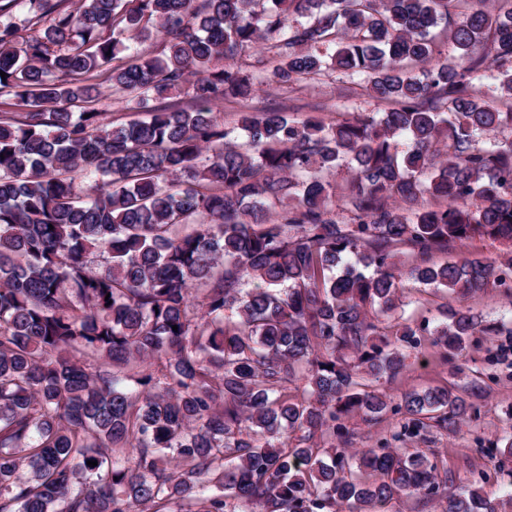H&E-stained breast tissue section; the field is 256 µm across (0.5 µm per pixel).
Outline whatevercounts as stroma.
<instances>
[{
    "mask_svg": "<svg viewBox=\"0 0 512 512\" xmlns=\"http://www.w3.org/2000/svg\"><path fill=\"white\" fill-rule=\"evenodd\" d=\"M255 82L257 92L253 98L215 105L226 129L237 128L241 113L258 112L271 104L279 105L293 117L313 111L328 123L379 109L375 100L362 95L357 84L337 72L288 85L272 83L267 74L260 72ZM448 300L446 292L407 283L395 319L410 323L424 317L438 318V306ZM467 305L483 324L496 326L497 332L481 337L478 344L459 353L463 373L451 375L441 358V348L433 337L425 336L420 346L411 351L406 371L380 380L379 388L397 401L406 392L449 381L462 385L468 382L470 372L481 373L485 394L479 421L463 423L453 435L436 430L423 432L406 439L401 448L406 453L435 455L440 470L451 472L456 485L480 488L484 496L499 502L512 497V486L500 477L491 457L492 448L512 435V292L489 288L469 298Z\"/></svg>",
    "mask_w": 512,
    "mask_h": 512,
    "instance_id": "stroma-1",
    "label": "stroma"
}]
</instances>
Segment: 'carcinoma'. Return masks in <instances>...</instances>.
<instances>
[{"label": "carcinoma", "instance_id": "carcinoma-1", "mask_svg": "<svg viewBox=\"0 0 512 512\" xmlns=\"http://www.w3.org/2000/svg\"><path fill=\"white\" fill-rule=\"evenodd\" d=\"M458 2L0 0V92L22 107L0 112V512H500L423 453L345 451L354 416L391 415L395 442L481 416L476 379L394 405L373 388L407 368L389 335L452 364L495 332L463 306L387 331L402 277L464 298L512 273L430 263L512 243V104L474 83L490 64L512 101V0L456 21ZM257 43L279 84L338 71L391 108L271 105L242 115L245 149L212 106L250 98L236 58ZM104 84L144 117L106 120ZM343 158L338 222L324 174Z\"/></svg>", "mask_w": 512, "mask_h": 512}]
</instances>
